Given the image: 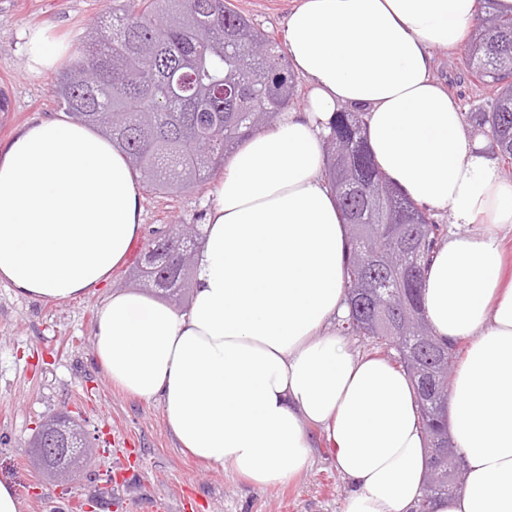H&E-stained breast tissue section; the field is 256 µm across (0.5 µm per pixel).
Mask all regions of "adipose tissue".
I'll list each match as a JSON object with an SVG mask.
<instances>
[{"instance_id":"obj_1","label":"adipose tissue","mask_w":512,"mask_h":512,"mask_svg":"<svg viewBox=\"0 0 512 512\" xmlns=\"http://www.w3.org/2000/svg\"><path fill=\"white\" fill-rule=\"evenodd\" d=\"M476 0H294L286 48L308 95L251 135L208 196L187 311L115 291L93 348L112 385L161 401L176 442L258 487L305 471L325 441L347 480L344 512H415L426 434L407 375L352 355L345 226L324 173L335 112L362 111L388 180L452 231L422 281L435 339L465 344L448 400L462 489L431 512H512V184L487 130L432 75L459 48ZM32 75L70 51L52 27L25 35ZM140 184L111 141L69 119L35 120L0 149V283L65 301L111 280L143 223Z\"/></svg>"}]
</instances>
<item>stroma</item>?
Listing matches in <instances>:
<instances>
[{
	"label": "stroma",
	"instance_id": "stroma-1",
	"mask_svg": "<svg viewBox=\"0 0 512 512\" xmlns=\"http://www.w3.org/2000/svg\"><path fill=\"white\" fill-rule=\"evenodd\" d=\"M253 24L285 37L292 0H230ZM105 0H0V147L25 124L61 113L53 75L30 76L25 29L49 24L78 46L106 9ZM462 51L438 52L434 76L462 111L487 112L491 92L463 67ZM209 185L174 196L144 195L143 230L109 283L58 303L15 296L0 283V481L12 484L21 512H80L88 497L98 512H342L348 483L329 449L312 451L311 465L291 482L253 486L235 474L184 454L168 428L161 402H146L112 387L95 361L92 331L98 307L118 290L134 289L144 245L173 221H205ZM68 411L95 436L99 461L65 487L31 458L36 427Z\"/></svg>",
	"mask_w": 512,
	"mask_h": 512
}]
</instances>
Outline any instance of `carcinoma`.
<instances>
[{
    "instance_id": "cac0c4a2",
    "label": "carcinoma",
    "mask_w": 512,
    "mask_h": 512,
    "mask_svg": "<svg viewBox=\"0 0 512 512\" xmlns=\"http://www.w3.org/2000/svg\"><path fill=\"white\" fill-rule=\"evenodd\" d=\"M484 15L464 65L495 89L492 110L476 115L501 147L512 182V14L480 0ZM68 117L117 144L155 195H177L217 174L224 156L255 131L271 129L298 97L283 44L257 29L228 0H130L112 3L82 40L72 65L52 85ZM363 119L344 108L324 141L326 177L343 214L350 256L346 288L352 304L344 331L377 348L400 344L397 362L413 377L429 439V465L419 512L457 488L463 468L444 453L443 410L457 348L436 342L421 309L425 261L444 236L424 207L402 196L376 167L362 136ZM171 240L146 243L141 280L163 296L185 287L195 269L199 224H173ZM60 440L89 453L80 423L53 415L41 441ZM36 463L57 477L66 457Z\"/></svg>"
}]
</instances>
